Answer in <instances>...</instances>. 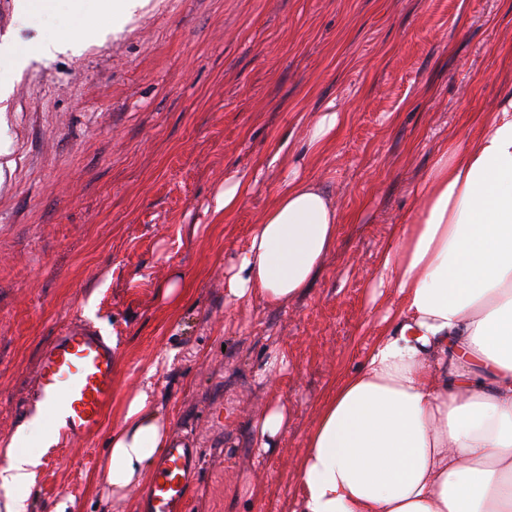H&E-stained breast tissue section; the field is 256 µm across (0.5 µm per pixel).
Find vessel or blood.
<instances>
[{
  "label": "vessel or blood",
  "instance_id": "obj_1",
  "mask_svg": "<svg viewBox=\"0 0 512 512\" xmlns=\"http://www.w3.org/2000/svg\"><path fill=\"white\" fill-rule=\"evenodd\" d=\"M115 375L111 339L90 326H70L43 351L33 400L59 422L63 440L77 441L99 427L112 400ZM202 466L197 449L172 443L144 489L143 512H187L189 489Z\"/></svg>",
  "mask_w": 512,
  "mask_h": 512
}]
</instances>
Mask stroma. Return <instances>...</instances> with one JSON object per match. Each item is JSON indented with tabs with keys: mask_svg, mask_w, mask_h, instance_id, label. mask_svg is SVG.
I'll list each match as a JSON object with an SVG mask.
<instances>
[{
	"mask_svg": "<svg viewBox=\"0 0 512 512\" xmlns=\"http://www.w3.org/2000/svg\"><path fill=\"white\" fill-rule=\"evenodd\" d=\"M75 25L68 0L24 18L0 0V45ZM99 32L0 69V449L29 421L61 328L118 341L99 429L26 444L39 464L25 512H140L141 487L113 503L103 466L144 387L204 458L189 512H290L320 408L382 329L379 254L438 145L466 141L512 84V0H148ZM331 102L345 120L312 153L304 130ZM296 168L332 192L333 249L302 297L225 304V265ZM235 172L253 190L215 220ZM174 279L177 305L161 296ZM274 405L288 422L266 449L257 426Z\"/></svg>",
	"mask_w": 512,
	"mask_h": 512,
	"instance_id": "35a3bbf8",
	"label": "stroma"
}]
</instances>
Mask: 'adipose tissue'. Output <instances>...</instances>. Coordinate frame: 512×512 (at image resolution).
Instances as JSON below:
<instances>
[{"mask_svg":"<svg viewBox=\"0 0 512 512\" xmlns=\"http://www.w3.org/2000/svg\"><path fill=\"white\" fill-rule=\"evenodd\" d=\"M340 215L324 183L283 177L224 276L229 303L279 306L302 296L336 240ZM396 298L365 364L322 406L297 466L291 512H512V90L446 141L378 259ZM56 433L40 417L0 450V512L22 492ZM171 442L150 390L121 409L105 481L115 500L140 484Z\"/></svg>","mask_w":512,"mask_h":512,"instance_id":"obj_1","label":"adipose tissue"}]
</instances>
